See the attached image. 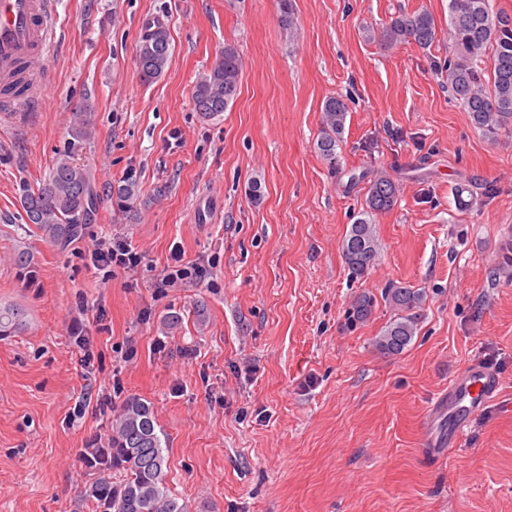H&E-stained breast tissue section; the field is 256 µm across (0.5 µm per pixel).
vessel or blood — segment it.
I'll use <instances>...</instances> for the list:
<instances>
[{
	"label": "vessel or blood",
	"instance_id": "b4317fda",
	"mask_svg": "<svg viewBox=\"0 0 512 512\" xmlns=\"http://www.w3.org/2000/svg\"><path fill=\"white\" fill-rule=\"evenodd\" d=\"M54 0H0V74H9L15 62H30V83L24 100L10 105V112H31L44 95L43 64L57 42ZM501 383L485 364L473 361L448 383L430 405L431 424L424 445L434 458H443L457 447L471 421L498 400Z\"/></svg>",
	"mask_w": 512,
	"mask_h": 512
}]
</instances>
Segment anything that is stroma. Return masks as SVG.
<instances>
[{"mask_svg":"<svg viewBox=\"0 0 512 512\" xmlns=\"http://www.w3.org/2000/svg\"><path fill=\"white\" fill-rule=\"evenodd\" d=\"M293 4L289 34L277 0H55L48 89L34 112L0 117V303L30 319L0 339V512H93L82 453L130 396L151 402L188 512H512V133L487 137L448 91V0ZM417 9L440 29L431 48L369 39ZM153 20L171 51L147 82L136 47ZM228 43L238 96L207 120L192 89ZM337 94L351 111L332 168L316 142ZM78 107L96 135L76 145ZM70 145L100 207L59 248L25 233L19 190ZM369 169L400 194L373 216L378 261L356 279L341 243ZM128 177L122 203L109 189ZM115 238L142 253L135 272L91 264ZM176 247L202 273L158 289ZM391 283L426 294L396 356L375 345L395 317L380 299ZM363 292L378 302L350 325ZM173 312L182 324L164 331ZM475 359L500 375L503 403L433 461L430 403Z\"/></svg>","mask_w":512,"mask_h":512,"instance_id":"obj_1","label":"stroma"}]
</instances>
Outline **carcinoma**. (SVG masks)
Returning <instances> with one entry per match:
<instances>
[{
	"mask_svg": "<svg viewBox=\"0 0 512 512\" xmlns=\"http://www.w3.org/2000/svg\"><path fill=\"white\" fill-rule=\"evenodd\" d=\"M282 27L293 32L295 13L292 0H278ZM386 47L415 44L422 49L438 41V28L426 9L401 12L371 33ZM448 39L451 54L441 71L445 73L453 100L466 112L471 123L492 138L512 127V14L494 12L489 0H448ZM170 34L164 26L145 25L136 48L141 78L152 81L164 71L169 59ZM238 49L225 44L207 72L192 90L195 111L211 119L221 115L238 96L242 74ZM349 99H326L321 109L317 139L320 157L332 168L339 165L337 143L344 130ZM71 135L77 142L94 136L90 113L76 109L70 116ZM368 181L365 210L351 224L342 241V257L350 273L363 277L378 260L374 226L369 217L390 210L398 201L399 186L383 170L365 172ZM19 202L26 224L44 241L64 246L81 236L98 205L91 190V174L75 161L73 151L58 154L49 173L35 188L23 185ZM383 300L395 312L393 320L376 341L387 355H399L417 331V311L425 300L423 291L391 283ZM377 299L361 293L349 311L352 323L366 321ZM27 327L25 310L13 304L0 305V338L13 336ZM85 463L95 471L85 485L84 496L98 512H186L166 486L167 463L157 431L153 407L131 396L114 411L104 443L88 451ZM123 472L121 482L113 481L115 471Z\"/></svg>",
	"mask_w": 512,
	"mask_h": 512,
	"instance_id": "obj_1",
	"label": "carcinoma"
}]
</instances>
